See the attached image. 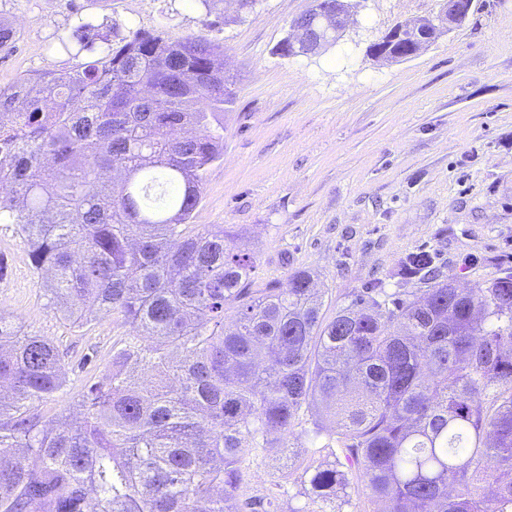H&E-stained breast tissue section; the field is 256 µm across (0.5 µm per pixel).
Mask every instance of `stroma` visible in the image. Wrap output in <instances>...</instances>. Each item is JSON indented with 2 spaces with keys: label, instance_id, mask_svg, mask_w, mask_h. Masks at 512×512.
Masks as SVG:
<instances>
[{
  "label": "stroma",
  "instance_id": "obj_1",
  "mask_svg": "<svg viewBox=\"0 0 512 512\" xmlns=\"http://www.w3.org/2000/svg\"><path fill=\"white\" fill-rule=\"evenodd\" d=\"M313 0H263L241 17L234 0H0L17 31L0 52V86L64 71L86 53L63 49L79 23L128 36L138 28L182 37L209 19L237 80L224 114V156L202 186L194 223L226 231L260 261L257 286L314 273L328 305L378 284L414 287L403 257L426 248L446 274L472 288L512 268V0H475L468 21L416 56L381 61L369 45L395 22L436 12L438 0H354L344 37L317 57L275 48ZM0 315L44 337L63 356L67 386L35 403L45 426L81 418V395L110 366L131 326L106 318L89 329L59 318L15 225L0 224ZM279 432L247 457L248 493L281 512H380L358 483L331 502H311L305 462L329 463L299 432L286 456Z\"/></svg>",
  "mask_w": 512,
  "mask_h": 512
}]
</instances>
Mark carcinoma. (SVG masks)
Listing matches in <instances>:
<instances>
[{
    "mask_svg": "<svg viewBox=\"0 0 512 512\" xmlns=\"http://www.w3.org/2000/svg\"><path fill=\"white\" fill-rule=\"evenodd\" d=\"M433 17L399 22L407 58ZM99 53L0 86V222L18 227L48 304L83 327L138 329L82 398L85 419L41 427L33 403L63 391L49 340L0 315V512H278L246 496L244 455L304 407L338 421L382 512H512V268L454 286L436 254L402 261L422 284L366 288L327 312L313 274L253 287L257 256L191 223L224 155L235 98L224 46L200 32L136 30ZM307 496L350 484L336 465ZM494 487L492 494L485 487Z\"/></svg>",
    "mask_w": 512,
    "mask_h": 512,
    "instance_id": "1",
    "label": "carcinoma"
}]
</instances>
